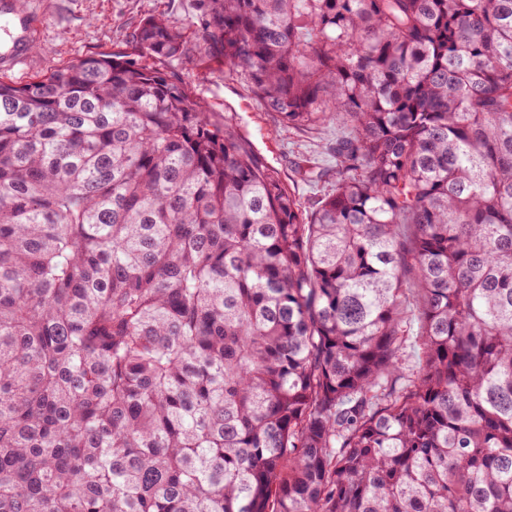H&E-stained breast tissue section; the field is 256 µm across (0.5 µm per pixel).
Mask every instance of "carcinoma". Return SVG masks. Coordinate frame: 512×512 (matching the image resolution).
<instances>
[{
    "instance_id": "carcinoma-1",
    "label": "carcinoma",
    "mask_w": 512,
    "mask_h": 512,
    "mask_svg": "<svg viewBox=\"0 0 512 512\" xmlns=\"http://www.w3.org/2000/svg\"><path fill=\"white\" fill-rule=\"evenodd\" d=\"M193 6L336 170L306 210L162 15L0 79V512H512V0Z\"/></svg>"
}]
</instances>
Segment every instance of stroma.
<instances>
[{"instance_id":"stroma-1","label":"stroma","mask_w":512,"mask_h":512,"mask_svg":"<svg viewBox=\"0 0 512 512\" xmlns=\"http://www.w3.org/2000/svg\"><path fill=\"white\" fill-rule=\"evenodd\" d=\"M24 9L39 19L40 33L27 62L8 73L9 81L24 83L79 58L124 49L140 19L163 15L187 33L188 54L178 63L184 79L217 117L232 119L300 200H308L314 188L300 179L298 163L308 160L320 168L335 167L327 146L339 136V128L284 127L238 75L208 61L194 34L192 0H26Z\"/></svg>"}]
</instances>
